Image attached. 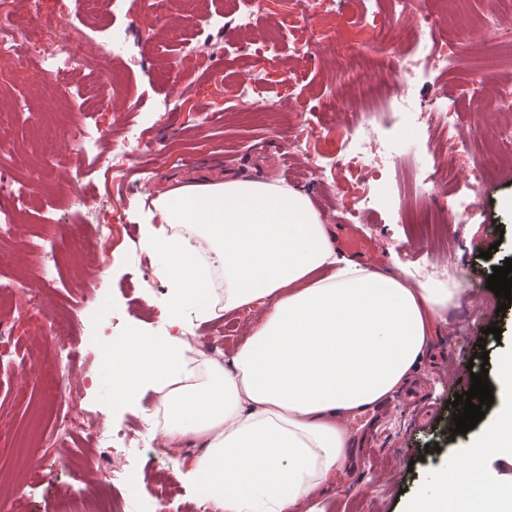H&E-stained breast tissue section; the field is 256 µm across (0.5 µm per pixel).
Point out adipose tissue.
Returning <instances> with one entry per match:
<instances>
[{
    "instance_id": "adipose-tissue-1",
    "label": "adipose tissue",
    "mask_w": 512,
    "mask_h": 512,
    "mask_svg": "<svg viewBox=\"0 0 512 512\" xmlns=\"http://www.w3.org/2000/svg\"><path fill=\"white\" fill-rule=\"evenodd\" d=\"M154 207L160 223L143 225L141 245L167 287L170 331L113 338L103 405L153 392L164 446L201 445L183 477L212 512H303L344 476L349 421L409 383L460 291L340 253L292 187L241 176L169 189ZM193 236L222 269L223 295L198 272ZM250 306L260 314L233 355L189 365L185 310L203 324ZM494 458L512 464V402L430 477L412 512H466L474 480L500 484Z\"/></svg>"
}]
</instances>
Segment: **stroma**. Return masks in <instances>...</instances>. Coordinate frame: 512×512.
Here are the masks:
<instances>
[{"instance_id": "1", "label": "stroma", "mask_w": 512, "mask_h": 512, "mask_svg": "<svg viewBox=\"0 0 512 512\" xmlns=\"http://www.w3.org/2000/svg\"><path fill=\"white\" fill-rule=\"evenodd\" d=\"M44 6L61 10L64 25L89 23L84 0H44ZM421 6L439 16L445 38L469 39L470 59L463 66L417 72L409 94L423 109L436 94H446L476 111L478 118L476 128L463 134L464 145L453 161V181L432 197L419 196L418 187L434 163L435 149L445 143L446 132L432 130L416 136L394 123L390 111L371 113L359 81L342 76L338 68V52L372 49L371 31L364 21L377 11L389 19L386 46L406 49L416 17L396 12L393 0H342L336 14L324 19L299 7L292 28L286 31L276 15L262 14L252 31L230 36L224 33L225 0H181L159 13L130 36L127 56L114 59L111 68L98 75L101 84L115 88L103 115V137L121 134L131 124L148 131L147 144L134 149L117 173L100 167L74 146L72 124L91 120L80 101L60 103L50 92L26 86L0 90V113L14 111L24 100L32 111L31 120L4 128L20 161L0 174V203L7 202L8 191L16 183L28 184L33 191L29 210L18 220L15 243L0 249L7 256L0 262V283L26 278L29 288L43 294L48 320L47 326H38L26 313L12 309L9 300L0 301V322L9 329L0 336V420L8 428L0 436L1 473L12 475L30 451L50 444L51 427L61 408L58 381L63 368L50 325L63 318L69 293L82 278L104 268L98 293L124 312L114 335L164 333L166 288L158 277H144L143 269L152 260L140 246L142 225L153 221L151 190L213 183L246 173L307 193L326 223L339 228L347 217L334 188L342 176L336 158L346 151L356 121L400 140L381 165L382 179L365 184L369 194L390 200L389 206L366 214L359 224L377 245L379 255L372 267L398 265L420 271L435 266L433 284L459 287L461 297L457 307L434 323L431 352L407 389L377 411L369 424L353 431L356 451L347 457L349 473L308 505L316 512H406L420 497L427 476L465 449L470 435L454 436L450 430L455 417L463 413L452 400L470 388L469 360L479 349H486L488 368L493 371L512 354V307L505 315H497L501 300L486 286L489 264L481 256L492 247L496 258H512V162L499 156L491 135L493 129L512 124V112L485 107L504 82L512 81V25L495 32L477 29L476 22L489 11L491 0H421ZM132 7L131 0H124L121 8L89 23V36L99 41L108 29L125 27ZM302 35L318 44V52L295 54L294 42ZM272 40L279 44L276 65L255 73V59ZM188 42L211 55L209 69L191 73L183 68L180 48ZM244 82L249 95L237 97V87ZM258 96L273 102L274 110L254 112L251 100ZM331 99L340 101L343 111H327ZM321 124L330 128L327 139L312 140L310 127ZM268 138L284 145L287 166L259 155L260 143ZM50 156L57 165L47 170L43 162ZM313 157L325 168L321 176L307 171ZM191 159L200 161V168L186 169ZM478 166L494 170L495 175L475 192L470 185ZM79 185L88 202L70 206L69 198ZM464 201L470 209L461 223L456 214ZM420 214L434 219L432 232L416 224ZM46 224L58 225L63 232L81 226L91 242L78 259L64 261L62 280L52 287L30 268V253L41 245ZM102 234L111 241L105 251L94 245ZM99 323L93 310L80 312L72 339L83 360L72 372L74 379H97L102 374L107 353L99 345ZM493 324L501 328L500 336L487 334V326ZM247 327L231 312L195 328L194 333L227 354ZM413 394L431 409L429 418L415 426L409 424L406 412ZM78 395L84 410L103 413L107 425L116 430L145 417L155 405V396L149 392L107 412L97 387L79 388ZM131 465L136 482L130 493L149 503L152 512H196L200 502L181 477L182 455L166 451L150 461L136 458ZM90 480L86 473L59 470L52 483L18 484L0 493V512H52L56 498L84 496Z\"/></svg>"}]
</instances>
